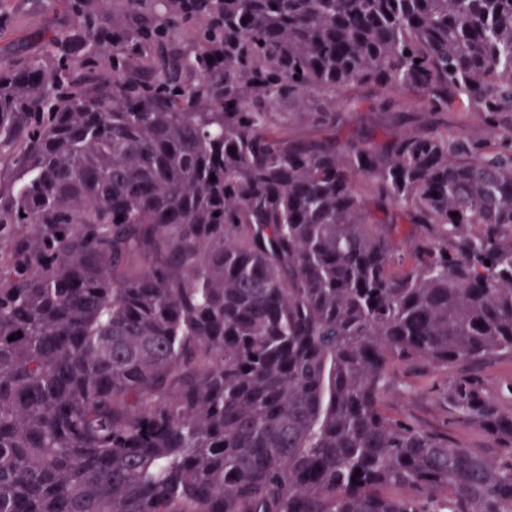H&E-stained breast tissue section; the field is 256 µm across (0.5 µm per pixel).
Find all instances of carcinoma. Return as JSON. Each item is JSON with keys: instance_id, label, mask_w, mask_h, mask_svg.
Listing matches in <instances>:
<instances>
[{"instance_id": "1", "label": "carcinoma", "mask_w": 512, "mask_h": 512, "mask_svg": "<svg viewBox=\"0 0 512 512\" xmlns=\"http://www.w3.org/2000/svg\"><path fill=\"white\" fill-rule=\"evenodd\" d=\"M72 2L0 68V512H512V125L443 121L512 112V0ZM357 88L424 126L288 137ZM394 361L472 365L497 452L390 416ZM302 112L304 111L296 104L288 105V137H307L314 132ZM448 130L460 137L474 141L493 139L499 133L498 130L485 124L477 112L448 113ZM479 369L486 377L489 394L507 406V389L512 385V361L507 357H495L487 360Z\"/></svg>"}]
</instances>
